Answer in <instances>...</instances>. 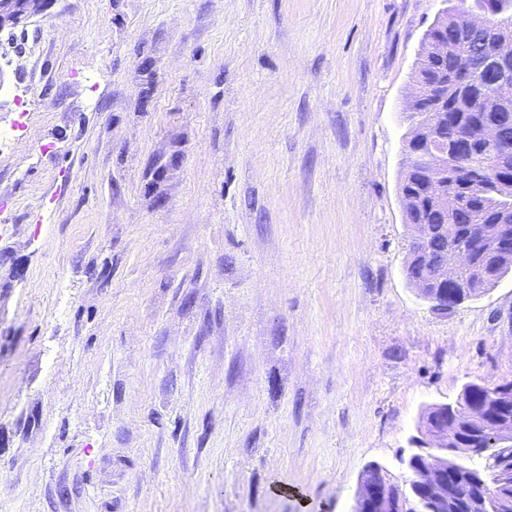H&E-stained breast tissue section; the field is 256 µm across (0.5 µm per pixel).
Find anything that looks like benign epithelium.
<instances>
[{"label": "benign epithelium", "mask_w": 512, "mask_h": 512, "mask_svg": "<svg viewBox=\"0 0 512 512\" xmlns=\"http://www.w3.org/2000/svg\"><path fill=\"white\" fill-rule=\"evenodd\" d=\"M45 0H0V29L16 26L39 13ZM499 15L497 26L512 25V17L503 13L500 0H485L479 10L464 15L466 29H486L488 16ZM466 70L485 73L493 82L498 101L512 104V41H499L494 57H476L466 62ZM445 84L437 80L431 84L429 99L423 101L410 95L409 103L425 104L433 109V119L428 123L416 122L410 127L406 139L407 155L420 157L421 178L430 189L431 198L437 208H460L451 193L444 190L448 173V147L434 136V124L456 127L459 118L445 109L448 93ZM502 117L484 120L476 126V135L454 136L458 155L470 152L473 140H479L495 159L492 168H479L476 176L493 182L501 174L512 172V141L500 135ZM497 219L492 228L475 232L468 231L469 243L465 247L448 248V252L435 259L423 248L415 253V264L425 273L420 281L431 289L425 301L441 308L452 309L463 298L476 297L471 291V281L486 276V263L493 267L512 265V197L506 195L497 202ZM416 243H421L432 233L431 225L419 219H405ZM474 435V441L484 447H512V419L498 414L487 416L471 412L458 401L448 402V411L440 421H432L417 429L409 438L414 448L409 460L404 462L412 478L404 484L385 478L380 484H366L359 478L353 512H374L385 504L390 512H470L473 502L480 504L482 512H512V457L505 456L497 465L475 474L470 482L453 485L448 482V455L454 454L468 460L471 449L461 447L458 433Z\"/></svg>", "instance_id": "7a95c632"}]
</instances>
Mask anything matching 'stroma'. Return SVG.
Here are the masks:
<instances>
[{
  "label": "stroma",
  "mask_w": 512,
  "mask_h": 512,
  "mask_svg": "<svg viewBox=\"0 0 512 512\" xmlns=\"http://www.w3.org/2000/svg\"><path fill=\"white\" fill-rule=\"evenodd\" d=\"M473 0H47L0 29V512H351L512 380V274L441 313L399 187Z\"/></svg>",
  "instance_id": "stroma-1"
}]
</instances>
